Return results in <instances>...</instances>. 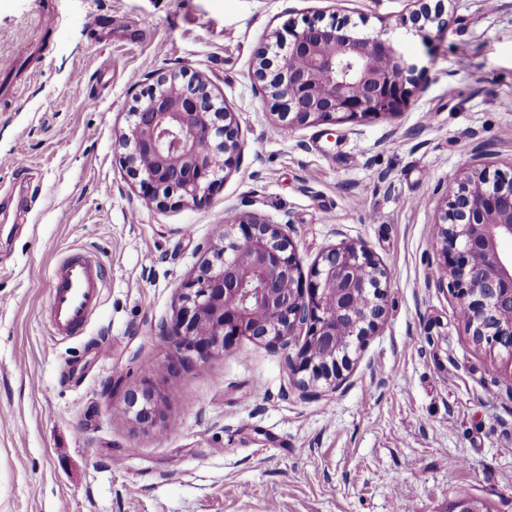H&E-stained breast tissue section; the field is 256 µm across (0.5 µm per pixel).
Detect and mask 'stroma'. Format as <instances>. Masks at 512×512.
<instances>
[{"label": "stroma", "instance_id": "35a3bbf8", "mask_svg": "<svg viewBox=\"0 0 512 512\" xmlns=\"http://www.w3.org/2000/svg\"><path fill=\"white\" fill-rule=\"evenodd\" d=\"M442 6V32L405 39L426 83L402 112L277 134L260 43L312 17L392 33L413 0H0V58L30 48L0 74V512H512V359L434 286L449 175L512 176V0ZM172 72L203 75L245 141L195 205L146 202L115 145ZM247 214L285 225L303 272L345 241L387 268L384 320L336 387L296 386L263 343L202 365L161 336L216 228ZM73 251L103 295L63 340L47 304ZM148 379L169 431L124 412Z\"/></svg>", "mask_w": 512, "mask_h": 512}]
</instances>
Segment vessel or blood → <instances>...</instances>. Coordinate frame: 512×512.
I'll return each mask as SVG.
<instances>
[{
  "label": "vessel or blood",
  "instance_id": "vessel-or-blood-1",
  "mask_svg": "<svg viewBox=\"0 0 512 512\" xmlns=\"http://www.w3.org/2000/svg\"><path fill=\"white\" fill-rule=\"evenodd\" d=\"M49 321L55 336L80 335L101 300L103 272L92 255L63 256L52 274Z\"/></svg>",
  "mask_w": 512,
  "mask_h": 512
}]
</instances>
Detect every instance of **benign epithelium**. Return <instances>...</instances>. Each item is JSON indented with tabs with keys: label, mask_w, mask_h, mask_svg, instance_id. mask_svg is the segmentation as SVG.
Segmentation results:
<instances>
[{
	"label": "benign epithelium",
	"mask_w": 512,
	"mask_h": 512,
	"mask_svg": "<svg viewBox=\"0 0 512 512\" xmlns=\"http://www.w3.org/2000/svg\"><path fill=\"white\" fill-rule=\"evenodd\" d=\"M409 21L441 29L439 8L418 0ZM254 52L257 90L274 101L276 127L359 122L393 114L421 88L423 73L397 36L362 35L347 23L290 24ZM116 138L145 200L197 204L233 168L245 142L234 113L200 76L163 75L137 101ZM436 223L445 277L474 339L512 360V178L485 170L448 178ZM388 273L354 242L328 248L303 278L296 248L279 224L258 215L224 219L180 305L161 332L178 358L202 364L237 339L281 348L297 385L336 388L352 347L385 314ZM169 395L151 380L123 393L125 413L166 429Z\"/></svg>",
	"instance_id": "7a95c632"
}]
</instances>
